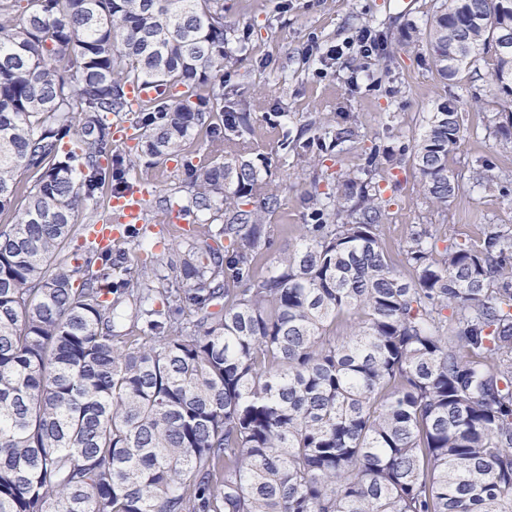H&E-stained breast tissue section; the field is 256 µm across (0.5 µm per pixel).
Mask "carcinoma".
I'll list each match as a JSON object with an SVG mask.
<instances>
[{
	"label": "carcinoma",
	"mask_w": 512,
	"mask_h": 512,
	"mask_svg": "<svg viewBox=\"0 0 512 512\" xmlns=\"http://www.w3.org/2000/svg\"><path fill=\"white\" fill-rule=\"evenodd\" d=\"M504 26L512 0H444L404 41L446 81L490 56V96L511 103ZM226 43L224 0H0V211L37 175L0 227V512H512V227L439 252L421 224L404 277L379 152L307 198L299 245L256 280L278 198L243 158L241 112L224 162L162 200L205 235L220 222L224 253L187 245L158 287L112 281L90 246L48 273L75 218L136 180L112 114H136L146 164L180 156ZM141 83L156 97L134 104ZM493 121L512 144V113ZM462 137L445 101L411 147L433 204L460 192Z\"/></svg>",
	"instance_id": "obj_1"
}]
</instances>
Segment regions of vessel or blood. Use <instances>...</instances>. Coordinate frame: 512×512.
Masks as SVG:
<instances>
[{"instance_id": "obj_1", "label": "vessel or blood", "mask_w": 512, "mask_h": 512, "mask_svg": "<svg viewBox=\"0 0 512 512\" xmlns=\"http://www.w3.org/2000/svg\"><path fill=\"white\" fill-rule=\"evenodd\" d=\"M153 193V184L142 182L134 191L114 196L111 219L92 224L89 240L94 241L98 248L108 249L113 239L126 234L130 227H144L148 222L147 206Z\"/></svg>"}]
</instances>
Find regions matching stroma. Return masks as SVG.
<instances>
[{"label":"stroma","mask_w":512,"mask_h":512,"mask_svg":"<svg viewBox=\"0 0 512 512\" xmlns=\"http://www.w3.org/2000/svg\"><path fill=\"white\" fill-rule=\"evenodd\" d=\"M413 2L408 11L402 0H224L228 48L236 60L224 72L223 110L215 122L239 112L251 114L245 136L249 158L262 170L264 189L279 199L277 211L266 219L268 247L255 277L263 276L266 264L285 246L296 244L299 226L310 221L309 194L331 191L337 173L355 166L365 152L412 147L423 117L448 99L456 102L464 125L449 160L463 179L462 189L448 205L429 203L410 159L391 165L390 179L381 185L390 201L384 247L407 275L411 269L403 249L412 225H429L441 248L478 241L489 224L512 225V192L478 190L469 181L484 163L497 173L512 171V146L495 134L491 122L499 110L487 95L493 61L478 59L456 81H441L427 51L402 43L403 30L424 27L441 0ZM364 27L383 42L382 51L369 58L350 46ZM316 44L324 50L338 45L344 53L321 60L309 54ZM347 118L355 120L360 140L340 152L314 160L281 145L283 133L306 141L321 136L322 121L337 125ZM223 159L205 124L187 141L184 159L139 166L140 179L157 183L148 205L157 227L148 239L163 260L198 239L201 229L195 223L180 227L175 216L166 215L160 198L187 196L190 165L210 166Z\"/></svg>","instance_id":"obj_1"}]
</instances>
